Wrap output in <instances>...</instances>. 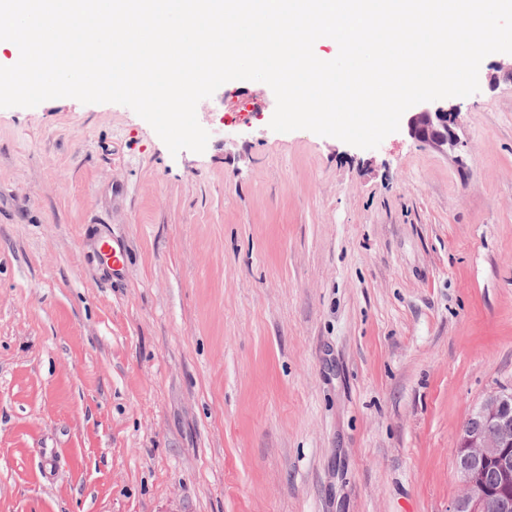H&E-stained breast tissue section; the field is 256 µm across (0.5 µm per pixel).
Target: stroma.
<instances>
[{"label": "stroma", "mask_w": 512, "mask_h": 512, "mask_svg": "<svg viewBox=\"0 0 512 512\" xmlns=\"http://www.w3.org/2000/svg\"><path fill=\"white\" fill-rule=\"evenodd\" d=\"M497 62L453 150L278 133L240 80L200 154L116 103L0 109V512H449L512 384Z\"/></svg>", "instance_id": "obj_1"}]
</instances>
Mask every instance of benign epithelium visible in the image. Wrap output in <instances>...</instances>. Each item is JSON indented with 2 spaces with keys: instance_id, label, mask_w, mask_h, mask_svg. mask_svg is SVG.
<instances>
[{
  "instance_id": "1",
  "label": "benign epithelium",
  "mask_w": 512,
  "mask_h": 512,
  "mask_svg": "<svg viewBox=\"0 0 512 512\" xmlns=\"http://www.w3.org/2000/svg\"><path fill=\"white\" fill-rule=\"evenodd\" d=\"M459 109L442 102H425L408 112L409 135L426 144L455 148ZM473 413L480 417L478 427L463 425L457 434L456 472L462 493L450 512H508L512 506V385L488 394ZM494 468L498 485L491 489L485 470Z\"/></svg>"
}]
</instances>
